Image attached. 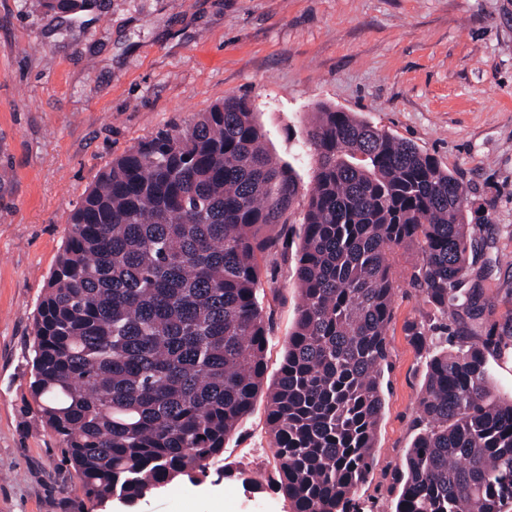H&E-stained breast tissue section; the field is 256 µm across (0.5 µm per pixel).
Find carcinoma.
Here are the masks:
<instances>
[{
  "mask_svg": "<svg viewBox=\"0 0 512 512\" xmlns=\"http://www.w3.org/2000/svg\"><path fill=\"white\" fill-rule=\"evenodd\" d=\"M78 17L102 0H44ZM302 217V294L267 424L272 484L291 512H350L373 462L397 290L390 258L410 246L409 284L448 317L455 352L427 362L425 427L402 468L395 512H512V399L488 386V356H512L493 266L457 177L415 144L321 106ZM299 193L273 159L251 102L228 97L142 140L71 212L34 320L30 408L55 434L85 494L133 507L196 482L263 388L270 323L261 260L277 254ZM249 493L263 475L218 471Z\"/></svg>",
  "mask_w": 512,
  "mask_h": 512,
  "instance_id": "cac0c4a2",
  "label": "carcinoma"
}]
</instances>
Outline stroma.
<instances>
[{"mask_svg": "<svg viewBox=\"0 0 512 512\" xmlns=\"http://www.w3.org/2000/svg\"><path fill=\"white\" fill-rule=\"evenodd\" d=\"M228 96L250 100L268 152L297 172L300 200L316 167L305 130L330 106L433 155L474 204L492 200L482 235L512 257V0H105L79 17L0 0V512H211L213 490L224 512H289L275 490L253 495L214 473L133 510L97 504L27 404L34 315L72 210L112 159ZM301 218L263 267L270 381L301 303ZM439 322L421 291L397 290L356 512H394L391 479L422 427L427 357L451 348L436 337L418 350L407 328ZM224 459L273 474L265 397Z\"/></svg>", "mask_w": 512, "mask_h": 512, "instance_id": "obj_1", "label": "stroma"}]
</instances>
